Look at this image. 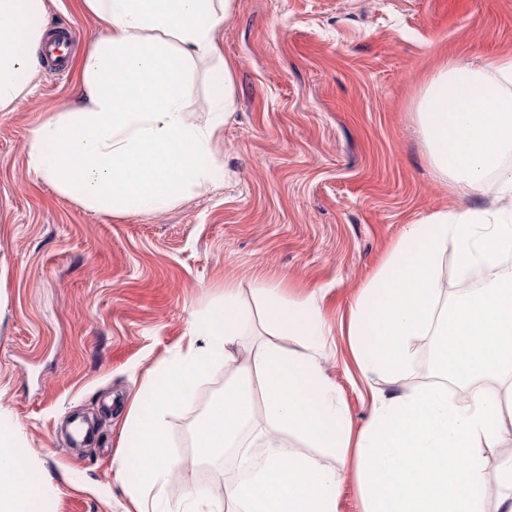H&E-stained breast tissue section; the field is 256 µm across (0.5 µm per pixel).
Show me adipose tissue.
Listing matches in <instances>:
<instances>
[{
  "mask_svg": "<svg viewBox=\"0 0 512 512\" xmlns=\"http://www.w3.org/2000/svg\"><path fill=\"white\" fill-rule=\"evenodd\" d=\"M233 0H84L102 37L82 59L79 106L32 132L29 165L68 198L99 213L159 210L208 184L212 143L224 129L233 88L213 97L210 118L187 107L196 61L219 58L217 31ZM45 0H0V112L33 90ZM467 99H460V90ZM417 125L431 166L465 193L496 174L500 205L436 211L410 226L350 306L345 330L359 376L370 389L366 424L348 408L320 362L331 329L314 297L290 299L259 280L252 293L269 315L265 338L247 356L237 346L251 317L234 283L224 316L204 314L187 344L148 380L149 402L134 399V430L117 474L134 512H339L354 482L360 512H512V457L493 455L512 434V275L442 304V255L455 246L461 271L512 251V56L448 60L426 84ZM434 336L455 355L453 376L401 387L415 341ZM224 387L192 429L201 459L233 458L222 496L187 484L176 503L164 490L179 463L169 454L168 419L180 412L216 364ZM491 377L497 392L466 398L449 378ZM384 380L393 391L375 388ZM309 448H289V438ZM0 431V512H43L50 478L12 451Z\"/></svg>",
  "mask_w": 512,
  "mask_h": 512,
  "instance_id": "1",
  "label": "adipose tissue"
}]
</instances>
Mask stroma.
I'll return each instance as SVG.
<instances>
[{"mask_svg": "<svg viewBox=\"0 0 512 512\" xmlns=\"http://www.w3.org/2000/svg\"><path fill=\"white\" fill-rule=\"evenodd\" d=\"M63 26L81 56L100 35L82 0H47L46 29ZM219 43L231 74L196 62L189 101L205 120L233 84L215 183L156 212H94L29 167L33 129L77 100L80 67L61 79L41 66L0 112V424L50 475L45 512H128L121 422L226 282L248 303L260 274L315 295L335 328L410 224L497 197L495 176L469 195L437 176L416 112L445 60L512 54V0H235ZM321 362L363 426L370 397L346 337H329ZM223 385L218 365L169 419L182 463L169 502L215 483L192 424Z\"/></svg>", "mask_w": 512, "mask_h": 512, "instance_id": "1", "label": "stroma"}]
</instances>
